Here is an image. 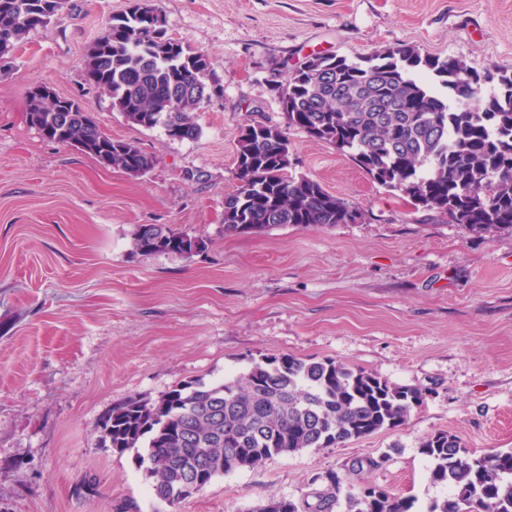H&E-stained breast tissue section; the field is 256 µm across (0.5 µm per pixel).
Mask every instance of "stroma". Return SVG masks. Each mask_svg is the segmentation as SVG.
Returning a JSON list of instances; mask_svg holds the SVG:
<instances>
[{
    "instance_id": "stroma-1",
    "label": "stroma",
    "mask_w": 512,
    "mask_h": 512,
    "mask_svg": "<svg viewBox=\"0 0 512 512\" xmlns=\"http://www.w3.org/2000/svg\"><path fill=\"white\" fill-rule=\"evenodd\" d=\"M129 0H69L0 55V512H253L316 504L333 470L411 497L432 484L423 441L446 431L484 453L512 448V233L487 239L412 206L348 154L286 125L273 88L308 55L350 59L412 45L471 70L512 71V0H156L171 37L205 54L221 86L193 141L128 124L84 76L85 54ZM79 99L100 128L155 157L145 175L101 166L25 121L34 87ZM285 128L292 174L364 220L224 233L238 131ZM202 172L198 181L191 172ZM207 239L205 253L142 257L138 225ZM333 359L429 389L405 424L278 455L215 478L171 509L134 452L102 447L100 418L251 360ZM385 457L349 474L354 460Z\"/></svg>"
}]
</instances>
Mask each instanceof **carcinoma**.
<instances>
[{
    "mask_svg": "<svg viewBox=\"0 0 512 512\" xmlns=\"http://www.w3.org/2000/svg\"><path fill=\"white\" fill-rule=\"evenodd\" d=\"M88 47L85 80L108 96L126 122L160 127L174 140H196L200 105L221 91L202 73L207 57L168 34L155 0H130ZM67 0H0V54L45 27ZM496 82L489 91L486 86ZM287 125L349 153L380 185L473 234L512 231V72L479 75L453 57L422 56L401 45L350 60L337 55L289 73L277 87ZM180 107H172V100ZM26 120L43 137L93 156L102 166L142 176L155 158L114 139L80 101L41 100L31 91ZM286 133L256 123L240 129L236 192L224 197V234L278 226L310 229L352 224L357 207L307 176H292ZM135 253L191 258L205 239L164 224H141ZM429 391L398 385L335 360L293 356L254 360L231 379L188 381L157 401L130 397L101 419V444L137 454L153 494L171 508L214 478L255 469L267 459L327 448L399 427ZM429 480L451 493L427 512H512V449L478 454L448 433L421 446ZM312 512H415V499L376 485H343L335 471ZM253 512H304L271 499Z\"/></svg>",
    "mask_w": 512,
    "mask_h": 512,
    "instance_id": "cac0c4a2",
    "label": "carcinoma"
}]
</instances>
